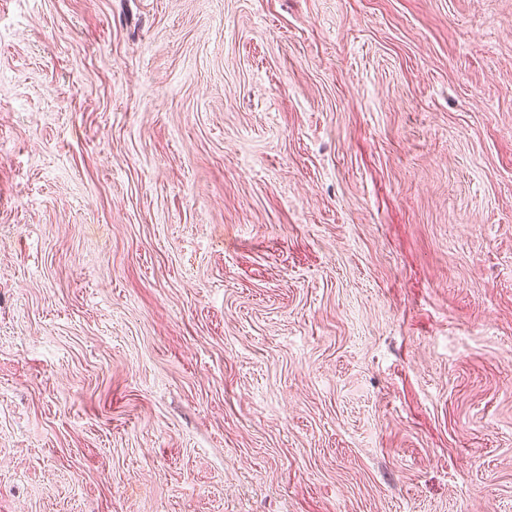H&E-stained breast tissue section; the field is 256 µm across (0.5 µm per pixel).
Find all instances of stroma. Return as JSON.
<instances>
[{"instance_id": "35a3bbf8", "label": "stroma", "mask_w": 512, "mask_h": 512, "mask_svg": "<svg viewBox=\"0 0 512 512\" xmlns=\"http://www.w3.org/2000/svg\"><path fill=\"white\" fill-rule=\"evenodd\" d=\"M0 512H512V0H0Z\"/></svg>"}]
</instances>
